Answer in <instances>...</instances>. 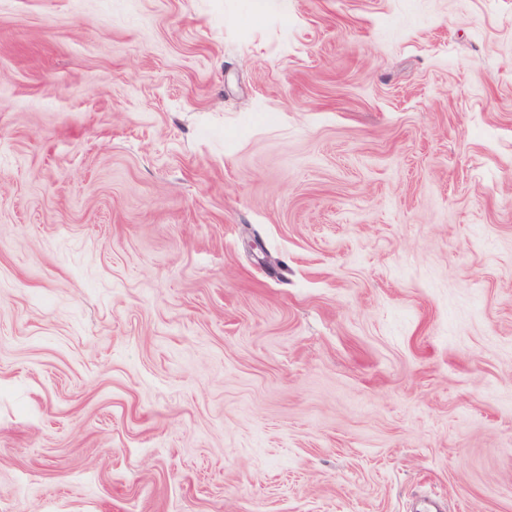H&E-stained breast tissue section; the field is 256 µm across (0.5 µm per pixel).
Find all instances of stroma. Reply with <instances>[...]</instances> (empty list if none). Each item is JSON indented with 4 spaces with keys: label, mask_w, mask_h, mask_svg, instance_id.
Returning a JSON list of instances; mask_svg holds the SVG:
<instances>
[{
    "label": "stroma",
    "mask_w": 512,
    "mask_h": 512,
    "mask_svg": "<svg viewBox=\"0 0 512 512\" xmlns=\"http://www.w3.org/2000/svg\"><path fill=\"white\" fill-rule=\"evenodd\" d=\"M512 512V0H0V512Z\"/></svg>",
    "instance_id": "obj_1"
}]
</instances>
